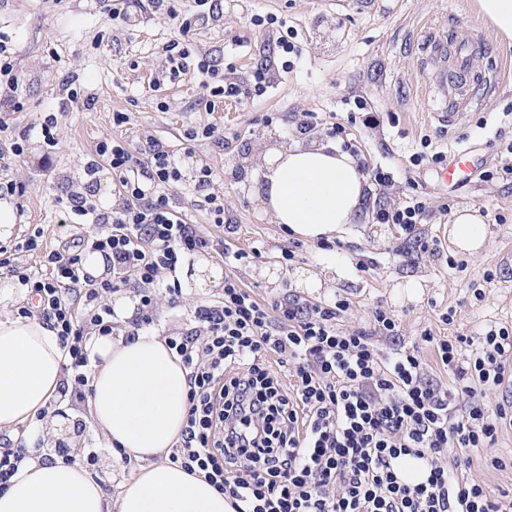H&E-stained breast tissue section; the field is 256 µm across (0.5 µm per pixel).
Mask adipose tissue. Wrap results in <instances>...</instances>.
Listing matches in <instances>:
<instances>
[{"label":"adipose tissue","instance_id":"1","mask_svg":"<svg viewBox=\"0 0 512 512\" xmlns=\"http://www.w3.org/2000/svg\"><path fill=\"white\" fill-rule=\"evenodd\" d=\"M259 166L252 193L274 223L306 242L333 239L358 223L371 186L355 158L335 145L295 139L242 161ZM487 230L463 209L448 226L459 251L478 255ZM22 289L0 286V430L50 411L60 398L67 354L46 324L11 312ZM92 371L88 420L107 447L120 449L132 475L109 499L80 460H33L0 491V512H234L201 474L161 462L177 442L187 410V372L164 339L146 333L133 341L99 336L88 344Z\"/></svg>","mask_w":512,"mask_h":512}]
</instances>
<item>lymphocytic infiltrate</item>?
<instances>
[{"label":"lymphocytic infiltrate","instance_id":"obj_1","mask_svg":"<svg viewBox=\"0 0 512 512\" xmlns=\"http://www.w3.org/2000/svg\"><path fill=\"white\" fill-rule=\"evenodd\" d=\"M107 164L117 203L100 211L80 191L63 204L66 221L92 225L40 254L37 270L0 247V275L16 278L28 300L19 315L53 329L68 352L60 396L86 405L87 345L97 336L134 339L156 324L160 300L178 305L176 277L188 257L208 254L235 266L248 254L185 221L171 192L191 185L204 196L214 223L230 224L212 170H186V157L153 136L141 150L120 137L101 139L86 166ZM101 254L105 273L86 272L87 255ZM131 291L134 314L117 320L108 296ZM345 299L259 300L234 274L214 300L197 304L166 337L187 372V414L168 460L201 472L235 512H512V494L494 497L448 465V451L494 445L512 428V399L488 408L483 398L512 382V330L489 327L478 344L461 336L423 333L443 367L445 386L416 350L380 349L398 322L375 309L366 326L347 328ZM35 426L19 428L0 448V490L37 459ZM422 459L424 480L405 482L397 462Z\"/></svg>","mask_w":512,"mask_h":512}]
</instances>
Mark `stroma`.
<instances>
[{"label": "stroma", "mask_w": 512, "mask_h": 512, "mask_svg": "<svg viewBox=\"0 0 512 512\" xmlns=\"http://www.w3.org/2000/svg\"><path fill=\"white\" fill-rule=\"evenodd\" d=\"M214 2V19L195 0H179L178 19L146 13L129 26L112 18L109 0H0V37L7 39L20 77L18 88L0 84V116L15 133L28 135L24 155L10 169L26 193L12 201L22 214L6 244L39 230L44 242L57 245L67 233L59 225V200L67 191L92 187L100 204L114 189L108 166L92 179L85 173L96 143L122 136L136 146L149 133L173 148L190 147L194 161L210 166L235 232L213 223L188 187L173 191V200L189 223L226 238L233 249L261 250V257L237 271L245 284H258L261 298L305 295L331 302L340 295L351 302L343 317L349 327L365 324L372 310L382 308L399 322L396 344L417 348L434 374L450 382L432 348L421 344L423 331L474 342L487 323L512 327V181L483 176L500 165L503 146L512 141V40L499 35L474 0ZM182 17L192 22L184 36ZM433 30L479 44L477 66L492 81L472 86L470 105L453 121L433 110L442 99L439 70L426 61L423 46L425 33ZM173 39L190 56L210 55L228 81L252 88L268 61L275 79L248 98L207 105L200 74L173 78L166 72L164 47ZM67 78L80 102L63 104ZM50 112L60 127L51 150L37 131ZM117 112L125 113L124 124H114ZM306 113L316 121L311 138L329 142L333 128L344 127L360 161L393 175L391 184L373 186L366 216L329 250L289 237L273 223L241 169L243 158L262 149L265 133L282 142L299 138L297 123ZM208 124L219 129L223 144L187 141L189 131ZM425 139L432 154L472 150L477 170L471 181L451 190L441 183L439 164L413 165L411 157ZM413 195L427 208L420 226L423 249L377 220L378 212ZM467 207L479 210L488 232L475 258L456 254L446 237L454 213ZM284 248L295 252L292 266L278 261ZM361 260L373 261V269L359 271ZM192 267L185 262L178 274L185 287L180 306L159 303L161 331L179 328L190 308L216 296L217 286L196 285ZM300 270L324 274L322 288L304 293L296 283ZM449 314L454 321L447 325L442 318ZM493 455L512 458V429L500 433L493 447L468 451L470 478L494 495L512 491V468H491Z\"/></svg>", "instance_id": "obj_1"}]
</instances>
